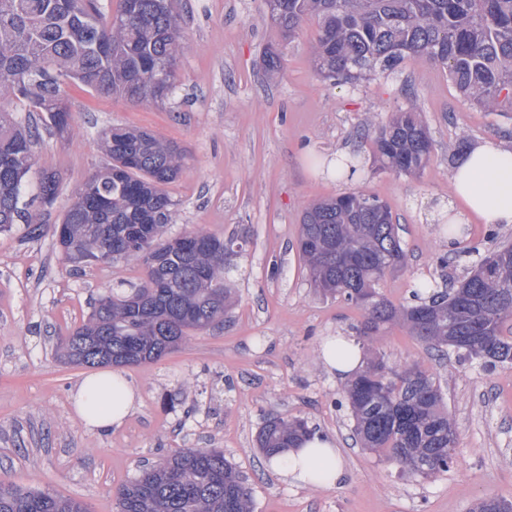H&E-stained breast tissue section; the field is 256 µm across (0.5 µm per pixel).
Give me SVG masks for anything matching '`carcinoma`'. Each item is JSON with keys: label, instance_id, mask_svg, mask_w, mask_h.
<instances>
[{"label": "carcinoma", "instance_id": "cac0c4a2", "mask_svg": "<svg viewBox=\"0 0 512 512\" xmlns=\"http://www.w3.org/2000/svg\"><path fill=\"white\" fill-rule=\"evenodd\" d=\"M317 21L312 65L324 80L354 84L394 72L409 57L443 67L462 99L486 112H512V0H278L272 24L291 41ZM185 21L173 0H0V232L42 225L28 216L32 144L43 127L65 138L70 114L65 85L131 102L163 103L178 89L177 60ZM18 104V119L3 109ZM107 163L77 192L62 224L87 263L136 258L146 266L133 288L96 301L87 322L60 341L71 364L129 366L161 359L190 333L224 324L233 303L229 274L243 242L202 229L180 247L165 237L176 201L170 194L187 162L179 145L145 130L113 126L104 133ZM432 140L411 106L395 112L373 140L384 170L416 175ZM41 206L55 205L61 180L37 172ZM299 253L315 290L361 308L359 335L400 323L436 349L449 346L489 365L512 362V247L479 258L460 285L415 291L394 304L377 288L403 266L405 251L391 211L379 198L348 191L308 207ZM344 398L363 447L413 478L446 472L457 456L455 425L433 377L415 363L395 370L370 352ZM311 430L297 417H273L256 442L269 458L295 448ZM118 512H254L253 493L220 448H183L146 467L116 491ZM0 512H88L78 500L0 484ZM472 512H512V502L479 500Z\"/></svg>", "mask_w": 512, "mask_h": 512}]
</instances>
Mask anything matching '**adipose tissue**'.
Instances as JSON below:
<instances>
[{"label": "adipose tissue", "instance_id": "ef3b65f1", "mask_svg": "<svg viewBox=\"0 0 512 512\" xmlns=\"http://www.w3.org/2000/svg\"><path fill=\"white\" fill-rule=\"evenodd\" d=\"M448 221L467 224L480 219L490 227L512 224V150L491 141H480L466 149L450 176ZM319 358L337 377L354 375L362 355L355 340L330 336L321 344ZM136 399L134 387L120 372L105 370L87 376L75 396L79 416L87 426L104 429L121 425ZM279 474L300 486L331 487L343 478L332 440L312 435L299 447L272 460Z\"/></svg>", "mask_w": 512, "mask_h": 512}]
</instances>
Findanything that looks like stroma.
Listing matches in <instances>:
<instances>
[{"mask_svg": "<svg viewBox=\"0 0 512 512\" xmlns=\"http://www.w3.org/2000/svg\"><path fill=\"white\" fill-rule=\"evenodd\" d=\"M186 22L180 86L163 105L129 103L73 89L66 100L72 133H42L35 167L61 178L55 208L0 233V482L83 502L89 512H116V488L145 464L183 448H220L253 489L255 512H469L486 497L512 499V364L488 366L454 349L437 354L402 325L361 341L389 364L418 363L439 385L457 429L459 455L448 471L413 479L362 448L342 379L318 362L326 337L356 336L364 312L311 286L298 237L305 208L349 190L389 206L405 250L402 270L379 290L408 301L420 283L451 287L475 252L512 243V225L487 239L468 224L448 249L439 210L450 199L449 176L460 147L491 140L512 148V112H486L458 95L445 71L411 57L388 76L340 85L312 68L315 21L281 44L265 0H174ZM278 46L281 68L268 74L263 56ZM416 107L433 140L415 176L379 169L371 141L392 112ZM122 125L151 131L186 149L189 161L171 187L178 207L168 236L203 229L245 242L232 276L236 302L221 327L198 331L162 359L121 367L137 391L134 410L117 427L93 429L75 407L91 370L56 359L53 346L91 313L111 288L140 284V261L75 265L51 227L107 157L102 134ZM358 157L352 181L328 176L327 160ZM447 255L439 266L438 255ZM306 419L332 438L345 475L332 489L286 484L256 445L272 416Z\"/></svg>", "mask_w": 512, "mask_h": 512, "instance_id": "obj_1", "label": "stroma"}]
</instances>
